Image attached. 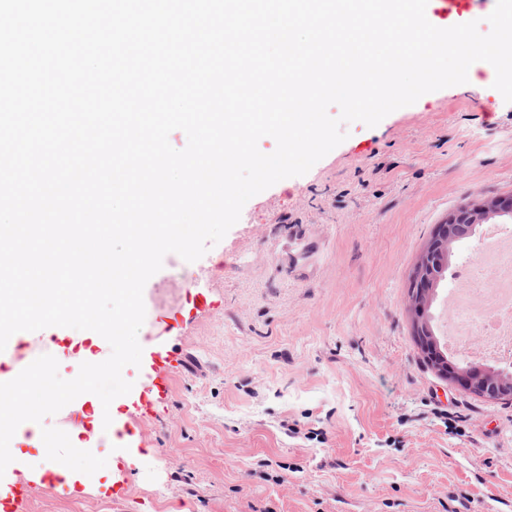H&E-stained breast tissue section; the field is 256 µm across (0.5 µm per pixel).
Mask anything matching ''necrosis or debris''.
Segmentation results:
<instances>
[{
    "label": "necrosis or debris",
    "mask_w": 512,
    "mask_h": 512,
    "mask_svg": "<svg viewBox=\"0 0 512 512\" xmlns=\"http://www.w3.org/2000/svg\"><path fill=\"white\" fill-rule=\"evenodd\" d=\"M500 225L484 230L490 239L475 262L455 271L448 291L451 311L449 348L512 365V246L497 242Z\"/></svg>",
    "instance_id": "1"
}]
</instances>
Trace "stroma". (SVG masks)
<instances>
[{
	"mask_svg": "<svg viewBox=\"0 0 512 512\" xmlns=\"http://www.w3.org/2000/svg\"><path fill=\"white\" fill-rule=\"evenodd\" d=\"M345 130L147 281L138 340L172 355L166 402L124 461L85 430L106 468L28 512H512V399L429 367L408 301L448 212L512 194V103L456 85Z\"/></svg>",
	"mask_w": 512,
	"mask_h": 512,
	"instance_id": "obj_1",
	"label": "stroma"
}]
</instances>
